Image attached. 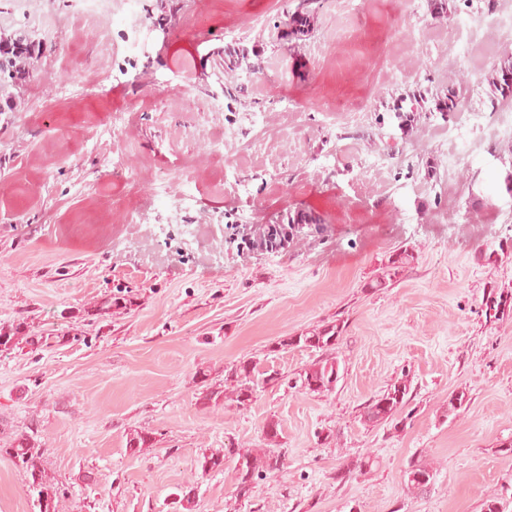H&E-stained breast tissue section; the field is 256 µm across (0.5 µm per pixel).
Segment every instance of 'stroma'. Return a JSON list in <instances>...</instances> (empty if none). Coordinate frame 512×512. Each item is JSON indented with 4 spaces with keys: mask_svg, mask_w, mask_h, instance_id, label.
<instances>
[{
    "mask_svg": "<svg viewBox=\"0 0 512 512\" xmlns=\"http://www.w3.org/2000/svg\"><path fill=\"white\" fill-rule=\"evenodd\" d=\"M178 3L168 23L141 0L142 24L100 31L72 0H0V23L43 45L26 110L0 114V329L50 338L0 352V446L37 427L57 512H176L186 486L192 512H483L497 497L512 512L499 450L512 440V311L485 306L512 297V140L495 133L486 83L512 45L456 29L494 12L448 0L438 22L427 0H321L297 41L294 0ZM234 42L260 51L262 72L202 78L207 50ZM462 66L463 111L401 130L395 98L440 92ZM318 97L360 109L327 112ZM161 193L187 197L178 220ZM300 208L323 234L276 253L237 247L242 225ZM134 210L164 234L129 223ZM185 224L199 228L189 249ZM402 251L401 275L374 287ZM115 293L124 307L93 315ZM332 323L333 391L204 403L203 384L239 360L300 372L322 351L279 341ZM405 370L402 424H364L363 404ZM458 391L467 401L448 413ZM271 420L285 464L237 502L234 457L209 475L198 461L265 447ZM134 429L155 444L129 453ZM416 461L435 474L423 492L406 484ZM0 512H38L5 455ZM288 27L291 38L303 40L310 36L315 29V11L302 7L288 13Z\"/></svg>",
    "mask_w": 512,
    "mask_h": 512,
    "instance_id": "obj_1",
    "label": "stroma"
}]
</instances>
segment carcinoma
I'll return each mask as SVG.
<instances>
[{"label":"carcinoma","instance_id":"carcinoma-1","mask_svg":"<svg viewBox=\"0 0 512 512\" xmlns=\"http://www.w3.org/2000/svg\"><path fill=\"white\" fill-rule=\"evenodd\" d=\"M289 34L292 38L302 40L310 36L315 29V11L303 7L288 14ZM468 82L466 72H461L460 83L448 87L443 93L428 97L423 93L412 96L409 114L401 121V127L407 129L414 121V113L438 112L445 115L449 112L461 111L462 91ZM488 83L494 95L490 104L496 105L498 95L512 94V55L505 58L494 67ZM320 217L306 210H296L288 213L287 222L283 225L264 224L247 235V245L251 249L275 251L288 241L287 233L311 224H320ZM407 252H401L389 261L388 270L384 277L370 284L372 288H380L386 281L393 280L409 263ZM342 327L338 324L325 325L318 329L307 331L298 336H290L283 340V345H302L307 348L331 350L335 348ZM40 341L33 336H27L16 325L8 331L0 332V352L21 349L29 346L38 349ZM339 379V362L337 358L325 357L317 360L310 367L301 370L292 378V387L301 390L324 393L334 390ZM274 381L271 376H263L255 364L239 360L224 368V389L218 390L209 386L204 391L203 400L219 402L224 398L245 407L253 401L257 390ZM411 388L408 375L404 374L395 382L389 384L380 394L374 396L363 406L361 419L373 425L388 424L400 412L407 402ZM155 436L149 431L135 430L127 434L126 447L132 453H138L144 448L153 446ZM11 462L21 470L28 483L30 492L36 494L39 512H56L55 500L60 489L55 486L44 467V451L36 432L21 431L16 434L8 447L4 449ZM237 456L236 469L238 473L236 498L239 501L248 500L252 496L256 480L263 479L270 473L280 470L284 465V454L274 448H233ZM202 473L224 471V450H213L203 455L199 460ZM407 486L412 490L424 491L434 480L432 470L422 464L412 463L405 472Z\"/></svg>","mask_w":512,"mask_h":512}]
</instances>
